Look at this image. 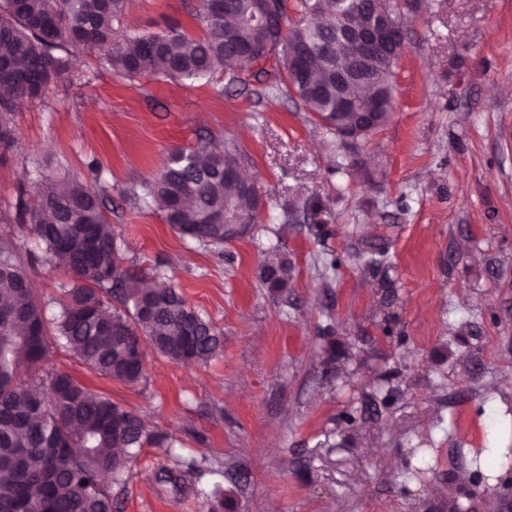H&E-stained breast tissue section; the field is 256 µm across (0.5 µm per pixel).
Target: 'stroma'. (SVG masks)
<instances>
[{"mask_svg": "<svg viewBox=\"0 0 512 512\" xmlns=\"http://www.w3.org/2000/svg\"><path fill=\"white\" fill-rule=\"evenodd\" d=\"M196 3L129 0L123 25L135 37L171 17L199 37ZM402 22L395 108L351 144L257 64L208 83L121 80L92 53L18 108L0 239L23 217L20 189L96 163L127 257L173 275L224 340L194 367L146 348L133 384L49 357L176 440L113 484L121 512H207L217 484L238 512H512V476L489 494L470 466L512 410V0H413ZM203 138L235 140L267 201L220 248L129 199ZM273 249L293 266L277 295L258 278ZM42 253L29 242L23 268L53 320L73 279Z\"/></svg>", "mask_w": 512, "mask_h": 512, "instance_id": "1", "label": "stroma"}]
</instances>
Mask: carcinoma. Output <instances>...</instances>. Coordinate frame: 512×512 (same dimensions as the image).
<instances>
[{
	"label": "carcinoma",
	"instance_id": "1",
	"mask_svg": "<svg viewBox=\"0 0 512 512\" xmlns=\"http://www.w3.org/2000/svg\"><path fill=\"white\" fill-rule=\"evenodd\" d=\"M128 0H0V163L16 147L14 107L42 97L70 69L76 51L99 52L113 76L128 80L165 77L207 82L231 78L245 59L275 62L274 77L295 94L330 134L361 128L362 113H377L381 127L394 110L399 57L365 61L364 81L336 84V59L317 51L334 47L347 60L359 48L336 39L328 25L336 0H277V14L257 34L254 0H199L192 16L204 27L196 38L171 21L160 32L135 38L121 19ZM294 23H288V14ZM311 50L301 75L288 71L285 52ZM235 143L221 151L200 144L172 151L165 166L141 183L164 221L201 244L226 241L221 216L259 218L260 188L224 180V165L242 163ZM19 195L24 214L12 238L0 243V512H118L119 500L102 480H120L146 444L168 438L148 431L143 419L93 392L68 372L38 370L51 349H62L102 375L127 383L143 376L139 349L147 342L171 361L202 365L223 341L212 323L183 299L165 274L129 265L104 212L105 188L76 175L45 178L35 200ZM44 245L43 261L64 268L75 285L50 334L35 289L22 267L29 238ZM262 287H288L292 266L279 251L265 257ZM119 308L111 311L112 302ZM26 366L36 372L19 377ZM237 501L214 485L209 512H237Z\"/></svg>",
	"mask_w": 512,
	"mask_h": 512
}]
</instances>
